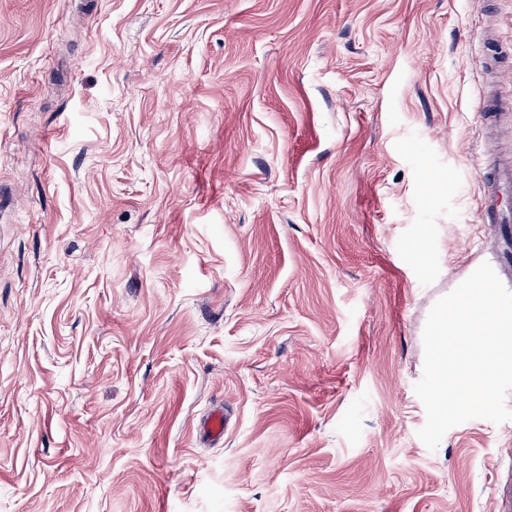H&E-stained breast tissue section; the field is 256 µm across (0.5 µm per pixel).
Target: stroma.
<instances>
[{
    "instance_id": "stroma-1",
    "label": "stroma",
    "mask_w": 512,
    "mask_h": 512,
    "mask_svg": "<svg viewBox=\"0 0 512 512\" xmlns=\"http://www.w3.org/2000/svg\"><path fill=\"white\" fill-rule=\"evenodd\" d=\"M493 87L512 0H0V512H499L512 420L414 391L512 289ZM482 182L487 186V195L482 210V223L494 224L500 228L504 224L512 223L511 213L501 211L499 202L501 191L509 192L512 190V161L504 159L489 164L483 171Z\"/></svg>"
}]
</instances>
